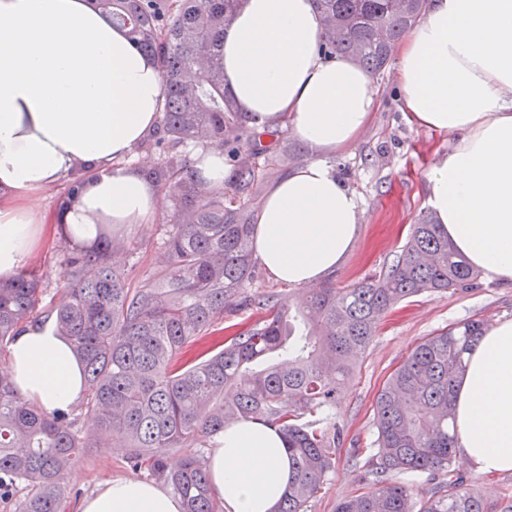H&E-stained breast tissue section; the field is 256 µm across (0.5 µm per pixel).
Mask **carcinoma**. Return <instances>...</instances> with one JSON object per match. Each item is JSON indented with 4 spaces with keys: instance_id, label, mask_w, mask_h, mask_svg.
Wrapping results in <instances>:
<instances>
[{
    "instance_id": "cac0c4a2",
    "label": "carcinoma",
    "mask_w": 512,
    "mask_h": 512,
    "mask_svg": "<svg viewBox=\"0 0 512 512\" xmlns=\"http://www.w3.org/2000/svg\"><path fill=\"white\" fill-rule=\"evenodd\" d=\"M152 56L164 84L160 123L138 146L159 153L148 178L171 202V219L149 281L133 287L115 253L126 244L101 230L88 252L65 250L68 281L54 326L83 364L85 395L47 413L0 375V501L12 512H64L66 473L91 442L125 441L144 468L183 500L184 512H224L201 453L169 464L175 449L205 446L236 421L284 436L294 472L275 512H310L334 468L338 432L327 424L355 362L382 316L424 292L463 290L479 271L455 253L432 217L411 225L385 270L350 287L326 282L293 307L280 295H245L256 276L252 212L260 163L272 165L282 130L248 133L224 88V28L238 0H93ZM327 52L381 73L429 0H315ZM249 139L241 141L244 134ZM223 149L220 189L193 178V150ZM46 289L33 268L0 279V347L37 322ZM256 319L224 333V310ZM479 319L426 337L375 401L374 452L364 491L336 512H485L482 496L453 469V382L482 335ZM94 420L82 430L80 417ZM421 472L444 490L422 498L398 480Z\"/></svg>"
}]
</instances>
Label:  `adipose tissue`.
<instances>
[{"instance_id": "adipose-tissue-1", "label": "adipose tissue", "mask_w": 512, "mask_h": 512, "mask_svg": "<svg viewBox=\"0 0 512 512\" xmlns=\"http://www.w3.org/2000/svg\"><path fill=\"white\" fill-rule=\"evenodd\" d=\"M312 0H241L224 30V86L249 128L288 123L311 159L259 205L253 256L296 287L316 284L353 244L355 194L328 155L356 140L376 106L372 77L323 51ZM394 83L417 129L452 133L427 173V203L450 246L492 280L512 282V0H431L396 48ZM164 100L155 60L90 0H0V278L49 235L92 245L102 226L152 223L158 188L124 166ZM81 172L86 185L52 223L29 202ZM6 373L30 403L80 401V361L53 325L17 333ZM455 446L476 473H512V318L497 320L465 358L454 393ZM225 512H272L293 476L281 433L239 421L206 455ZM77 512H183L154 482L110 479Z\"/></svg>"}]
</instances>
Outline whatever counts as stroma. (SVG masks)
Listing matches in <instances>:
<instances>
[{"label":"stroma","mask_w":512,"mask_h":512,"mask_svg":"<svg viewBox=\"0 0 512 512\" xmlns=\"http://www.w3.org/2000/svg\"><path fill=\"white\" fill-rule=\"evenodd\" d=\"M373 80L379 90V106L368 128L352 144L336 151L328 161L337 176L360 200L361 215L356 240L339 267L331 272L337 286L346 287L378 273L404 244L411 224L428 213L426 173L447 152L454 137L415 129L407 120L398 99L392 68ZM170 219V204L162 202L154 223L134 231H119L134 253L126 260L129 279L139 284L156 266L162 226ZM63 242L47 239L32 255L40 269L47 293L41 305L49 310L60 298L65 283ZM512 317V284L480 279L466 291L424 293L407 299L383 318L378 335L357 361L333 417L343 430V441L335 450L336 464L311 512H336L341 498L358 494L366 469V456H353V449L370 447L375 399L395 368L426 336L439 329L470 319L493 323ZM130 451L122 445L86 449L64 481L73 500H80L111 478L149 480L146 470H133ZM467 484L481 494L487 512H501L504 494L512 492V474H477L457 465Z\"/></svg>","instance_id":"1"}]
</instances>
